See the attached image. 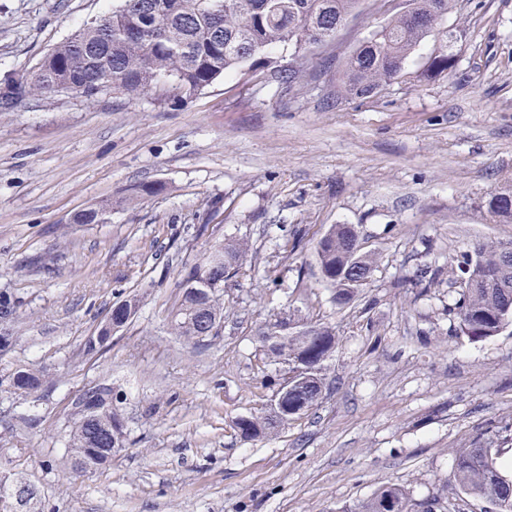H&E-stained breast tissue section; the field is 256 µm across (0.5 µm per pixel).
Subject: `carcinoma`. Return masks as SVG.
<instances>
[{"mask_svg": "<svg viewBox=\"0 0 512 512\" xmlns=\"http://www.w3.org/2000/svg\"><path fill=\"white\" fill-rule=\"evenodd\" d=\"M359 0H115L112 10L84 24L56 45L35 67L15 77L16 87L0 92V108L9 109L13 100L51 97L58 88L70 85L77 97L93 100L105 93L135 99L158 84L169 87L172 99L188 101L219 78L237 71L269 68L274 64L269 51L292 45L302 54L312 42L325 43L336 36ZM451 0H408V9L394 16L381 31L362 41L348 58L343 82L350 94L368 96L381 85L395 79L414 48L427 36L443 43L430 69L443 73L453 68L448 54L452 34L444 26ZM509 193H494L487 201L492 215L512 220ZM107 207L83 209L69 218L71 224H100ZM319 267L327 271L352 269L345 225H339L334 238L319 240L316 246ZM248 245L225 239L210 246L203 259L185 271L188 280L210 266L214 253L227 254L238 265L248 254ZM481 278L477 288L461 287L454 307L461 331L473 341L496 335L512 322V266L506 265L499 245H481L458 261L461 275L465 268ZM221 281L205 301L203 315L224 321V267L210 271ZM196 300L181 295L171 311V330L188 342H199L203 326L195 315ZM287 323L279 316L266 326L261 345L266 363L284 365L294 381L306 378L312 384L288 393V404L306 413L320 399L327 361L336 346V334L327 326L317 335L310 330L277 336L272 329ZM25 382L14 391L28 393L41 388L43 379L36 369L22 370ZM101 411L91 418L100 430L114 429L115 441H94L87 425L74 423L67 447L72 470L83 473L105 465L123 448V425L112 411V387L100 386ZM293 418L291 414L269 415L268 411L239 418L241 437L254 439L279 431ZM450 491L446 498H472L494 503L498 512H512V479L496 466L492 449L476 440L458 451ZM436 512L448 510L444 502L433 499L418 504L407 487L386 484L370 498L361 501L353 512Z\"/></svg>", "mask_w": 512, "mask_h": 512, "instance_id": "1", "label": "carcinoma"}]
</instances>
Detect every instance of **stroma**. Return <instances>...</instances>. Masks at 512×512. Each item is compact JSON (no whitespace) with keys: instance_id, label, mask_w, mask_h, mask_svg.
Here are the masks:
<instances>
[{"instance_id":"1","label":"stroma","mask_w":512,"mask_h":512,"mask_svg":"<svg viewBox=\"0 0 512 512\" xmlns=\"http://www.w3.org/2000/svg\"><path fill=\"white\" fill-rule=\"evenodd\" d=\"M111 8L0 0V83ZM398 12L360 0L292 83L281 46L277 71L233 73L186 103L157 87L0 112V294L17 308L0 379L45 376L32 396L0 386V476L34 484L44 512H349L389 483L426 501L478 439L512 475V325L474 342L454 313L460 256L512 242V221L486 207L512 190V0H454L452 70L431 74L442 44L429 37L391 83L346 93L348 57ZM139 185L154 191L129 199ZM105 201L103 223H70ZM337 224L376 259L343 306L315 251ZM223 239L248 257L224 285L220 336L194 344L170 313L186 269ZM131 297L133 321L85 354ZM283 314L335 332L330 386L246 440L235 418L261 412L285 373L258 333ZM102 384L124 446L76 476L64 440L78 397Z\"/></svg>"}]
</instances>
